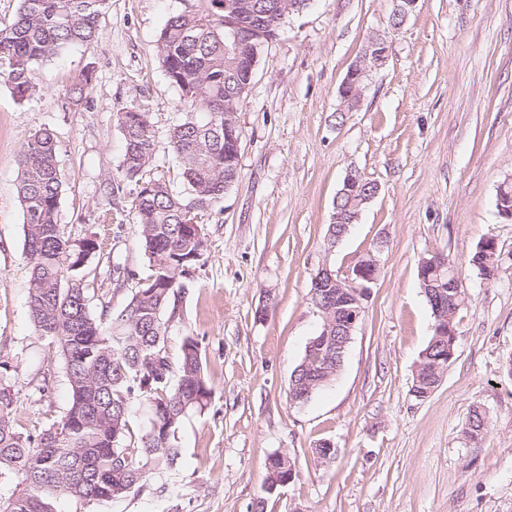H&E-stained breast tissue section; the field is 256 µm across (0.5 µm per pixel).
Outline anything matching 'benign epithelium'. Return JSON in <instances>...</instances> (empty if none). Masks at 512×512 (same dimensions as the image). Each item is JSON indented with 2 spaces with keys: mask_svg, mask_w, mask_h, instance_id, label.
<instances>
[{
  "mask_svg": "<svg viewBox=\"0 0 512 512\" xmlns=\"http://www.w3.org/2000/svg\"><path fill=\"white\" fill-rule=\"evenodd\" d=\"M224 11L227 12V15L222 17L224 33L231 38L235 47L234 64L239 68L245 66L248 69L246 80L239 82L233 93V98L241 101L248 95L262 48L279 35L285 14L282 13L269 22L260 23L254 18V13L245 14L240 9V5L229 3L227 0L224 2ZM388 56L387 36L377 34L367 40L361 54L349 67L340 86L341 109L348 112L358 110L367 73L385 64ZM378 192L379 186L376 183L362 181V176L356 171L347 173L338 196L355 199V212L348 218L340 213L334 216V223L338 224L336 240H341L348 230V225L359 218L362 205L375 198ZM378 271L377 258L369 254L359 260L352 272L345 277L332 270L325 262L313 274L316 284H336V306H338L336 313L341 315L340 326L336 327V335L344 337L339 344L338 352L340 353L347 349L362 320L365 302L370 297L372 285L377 281Z\"/></svg>",
  "mask_w": 512,
  "mask_h": 512,
  "instance_id": "obj_1",
  "label": "benign epithelium"
}]
</instances>
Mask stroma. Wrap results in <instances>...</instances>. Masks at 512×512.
I'll return each mask as SVG.
<instances>
[{
	"label": "stroma",
	"instance_id": "35a3bbf8",
	"mask_svg": "<svg viewBox=\"0 0 512 512\" xmlns=\"http://www.w3.org/2000/svg\"><path fill=\"white\" fill-rule=\"evenodd\" d=\"M198 0H111L95 41L35 64L37 92L21 101L0 79V362L9 366L19 431L37 434L65 411L60 357L37 336L16 158L37 131L52 132L67 236L97 234L87 266L93 313L121 311L148 260L133 225V184L106 194L124 155L123 109L150 115L154 162L146 175L186 184L169 133L185 115L157 39L168 16ZM394 0H311L266 44L238 112L240 175L204 226L206 251L175 308L166 347L179 366L198 337L214 395L184 419L177 492L144 487L98 512H512V221L496 196L512 181V0H419L389 27ZM388 31L389 57L370 71L358 111L337 119L339 88L366 39ZM94 80L80 104L67 89ZM379 186L335 248L327 228L348 172ZM494 239L503 259L485 280L470 259ZM380 272L335 381L302 406L288 385L321 320L309 300L321 264L346 273L367 254ZM456 266L465 300L456 352L425 399L411 393L434 317L419 286L420 258ZM133 271L122 286L113 265ZM270 300L266 321L255 309ZM489 428H464L473 407ZM335 448L321 462L319 444ZM287 453L296 477L265 493L266 460Z\"/></svg>",
	"mask_w": 512,
	"mask_h": 512
}]
</instances>
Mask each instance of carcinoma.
I'll use <instances>...</instances> for the list:
<instances>
[{
  "mask_svg": "<svg viewBox=\"0 0 512 512\" xmlns=\"http://www.w3.org/2000/svg\"><path fill=\"white\" fill-rule=\"evenodd\" d=\"M110 0H21L14 21L0 29V76L24 101L33 94L32 67L62 50L94 41L100 17ZM224 0H199L197 9L170 16L157 49L166 77L180 93L188 112L170 131L187 195L171 190L145 173L154 159V132L148 113L131 107L118 114L125 141L119 182L132 183L134 226L148 259L143 279L119 312L90 310L83 286L89 260L99 251L95 236L72 240L58 222L64 193L54 136L32 135L18 154V194L23 208L24 249L30 264L29 308L35 330L64 363L71 400L63 414L37 435L15 426V397L7 364L0 363V512H55L53 500L63 494L83 506L114 502L160 479V497L175 493L163 477L181 460L178 431L189 411L203 410L213 397L204 372L200 342L188 336L182 344L177 381L165 346L162 315L184 293L180 280L201 260L204 234L184 228L194 208L204 214L224 198V183L239 176V152L224 135V102L243 74L231 63L232 43L215 25ZM93 81V70L70 85L78 102ZM502 261L501 250L471 258L490 279ZM456 337L431 336L414 376L412 392L427 398L448 367L447 349ZM343 360L336 359V309L321 318L320 329L293 371L288 397L294 404L336 380ZM145 403L148 422L138 438L130 431V408ZM488 429L486 412L469 415L467 435L479 442ZM288 454L266 460L265 492L288 483Z\"/></svg>",
  "mask_w": 512,
  "mask_h": 512,
  "instance_id": "cac0c4a2",
  "label": "carcinoma"
}]
</instances>
